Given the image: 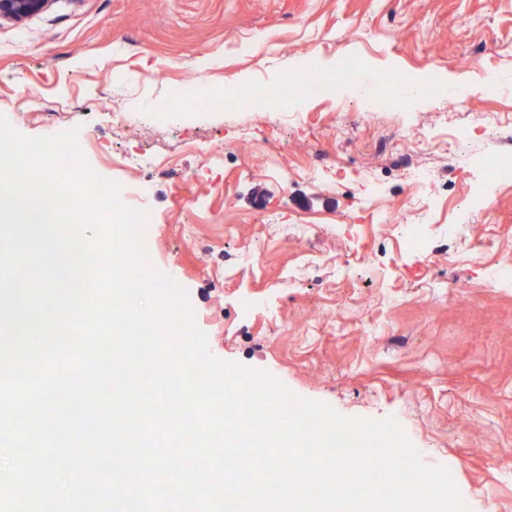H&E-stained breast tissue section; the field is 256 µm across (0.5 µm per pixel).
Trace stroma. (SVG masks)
Wrapping results in <instances>:
<instances>
[{
	"instance_id": "1",
	"label": "stroma",
	"mask_w": 512,
	"mask_h": 512,
	"mask_svg": "<svg viewBox=\"0 0 512 512\" xmlns=\"http://www.w3.org/2000/svg\"><path fill=\"white\" fill-rule=\"evenodd\" d=\"M309 54L329 74L359 65V85L247 108L242 94L281 85ZM400 74L497 93L453 109L403 86L394 109ZM189 79L223 108L185 103L155 120ZM487 113L499 125L461 145L467 166L421 145L426 192L401 155L376 149L390 126L437 136ZM0 114L28 136L79 128L98 174L149 184L151 264L186 290L214 357L346 416L396 417L471 512H512V282L483 288L477 252L491 239L512 263V185L490 210L458 206L488 158H512V0H53L0 22ZM243 129L255 143L213 167L201 144ZM274 129L278 147H263ZM324 311L341 317L319 325Z\"/></svg>"
}]
</instances>
